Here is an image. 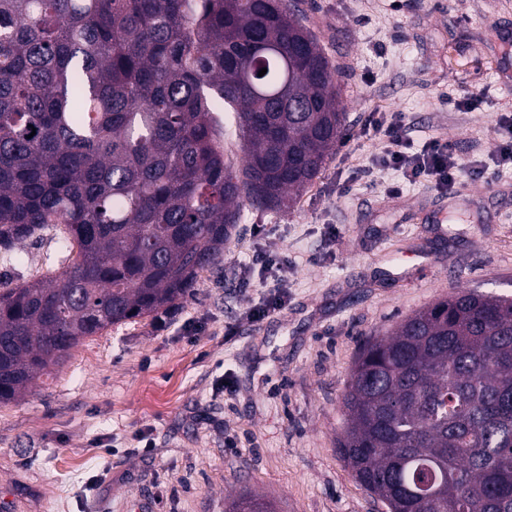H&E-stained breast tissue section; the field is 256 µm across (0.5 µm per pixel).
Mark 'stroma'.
<instances>
[{
	"mask_svg": "<svg viewBox=\"0 0 512 512\" xmlns=\"http://www.w3.org/2000/svg\"><path fill=\"white\" fill-rule=\"evenodd\" d=\"M301 7L336 71L347 137L292 210L244 209L221 266L167 316L83 340L0 404V512H224L244 493L276 512H385L336 446L350 370L368 337L439 298L512 293V173L395 196V172L375 185L354 177L383 147L365 125L370 113H400L414 142L437 137L490 164L496 121L512 113V0ZM474 92L477 109L445 103ZM342 177L353 184L340 195ZM62 235L21 245L13 285L62 272ZM258 250L287 256L288 270L252 269L258 286L245 296L233 271ZM278 294L281 310L243 319L245 299Z\"/></svg>",
	"mask_w": 512,
	"mask_h": 512,
	"instance_id": "1",
	"label": "stroma"
}]
</instances>
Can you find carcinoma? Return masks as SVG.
I'll return each instance as SVG.
<instances>
[{
    "label": "carcinoma",
    "instance_id": "1",
    "mask_svg": "<svg viewBox=\"0 0 512 512\" xmlns=\"http://www.w3.org/2000/svg\"><path fill=\"white\" fill-rule=\"evenodd\" d=\"M339 97L294 0H0V250L62 225L75 252L0 274V403L188 295L244 207L292 208L347 134ZM342 404L338 448L388 512H512V296L459 291L368 340ZM225 113H228L225 116ZM230 118L231 121L228 120ZM224 120V158L232 163L233 170L237 173L244 165V147L235 131V123L232 112L223 113ZM228 120V121H227ZM227 123V124H226ZM227 126V127H226ZM227 129V131H226Z\"/></svg>",
    "mask_w": 512,
    "mask_h": 512
}]
</instances>
